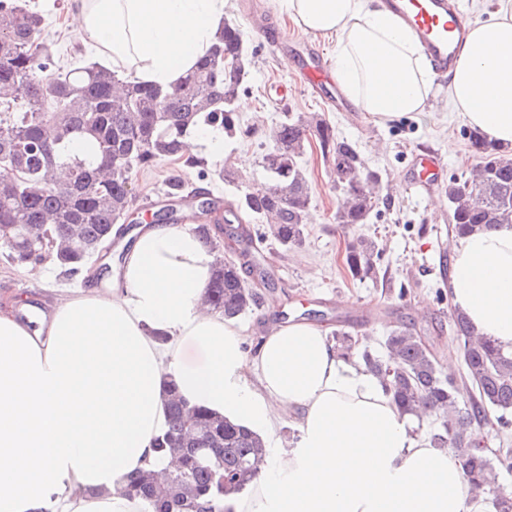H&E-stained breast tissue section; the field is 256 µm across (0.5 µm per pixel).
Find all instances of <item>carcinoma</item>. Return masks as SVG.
<instances>
[{"instance_id":"1","label":"carcinoma","mask_w":512,"mask_h":512,"mask_svg":"<svg viewBox=\"0 0 512 512\" xmlns=\"http://www.w3.org/2000/svg\"><path fill=\"white\" fill-rule=\"evenodd\" d=\"M45 18L27 0H0V166L21 178L0 176V257L14 266L35 269L52 261L75 278L100 253L134 203L127 189L139 170L166 160H185L209 175L202 157L185 156L183 140L196 128L244 133L234 104L250 75L244 32L236 24L224 31L196 66L171 87L124 79L116 70L91 63L60 64L52 43L43 38ZM331 164L339 195L336 223L366 224L378 208L380 174L370 169L356 146L337 136L319 112L283 114L262 157L266 179L253 189L240 186L236 206L222 210L181 181L166 185L163 209L192 211L196 233L214 253L207 303L226 318L243 317L261 304L245 275L246 262L224 254L211 225L267 221L270 236L288 250L300 246L311 219V186L302 167L310 137ZM88 141L92 154L71 150ZM477 164L467 177L443 185L455 237L512 224V153L469 134ZM69 171L60 184L54 172ZM383 248L357 236L346 243L345 267L354 280L376 281ZM450 335L463 361V382L444 374L415 327L395 325L381 341L383 353L336 332L337 353L357 360L382 380L399 409L430 408L438 421L429 435L437 448H453L462 458L467 480L478 490L495 491L498 475L512 470V449L476 453L470 440L475 423L512 429V353L474 335L467 318L453 311ZM168 427L155 439L157 458L168 462L166 476L149 470L121 478L125 495L145 502L147 512H232L227 499L241 494L266 457V443L247 427L182 398L166 382Z\"/></svg>"}]
</instances>
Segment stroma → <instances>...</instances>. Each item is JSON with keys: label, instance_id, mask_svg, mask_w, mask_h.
Returning a JSON list of instances; mask_svg holds the SVG:
<instances>
[{"label": "stroma", "instance_id": "stroma-1", "mask_svg": "<svg viewBox=\"0 0 512 512\" xmlns=\"http://www.w3.org/2000/svg\"><path fill=\"white\" fill-rule=\"evenodd\" d=\"M36 2L48 17L45 35L55 44L64 63L78 66L89 61L80 35L64 24L71 0ZM253 9L289 39L303 46L314 44L326 59L336 56L335 44L311 40L278 15L272 0H228L229 19L243 30L253 56L252 77L239 94L251 106L250 111L240 115L251 133L243 140L224 145L225 155L235 160V172L263 181L260 159L270 145L269 132L282 112H321L339 137L355 144L366 165L380 173L384 189L379 210L369 223L342 228L336 222L337 194L332 187L331 165L323 158L317 140L307 143L302 164L312 188V222L306 227L302 245L282 250L276 242L261 239L262 224L250 226L255 238V259L265 275L250 279L263 303L242 319L254 331L247 350L256 348L258 334L266 323L286 315L348 332L374 349L379 348L387 325L403 321L420 329L437 357L456 351L457 345L449 336L454 306L448 293L453 274L448 201L441 189L419 196L406 186V176L418 150H434L449 177L468 172L477 161L468 139L469 127L448 104L447 80L435 78L437 93L424 113L382 123L361 111H336L325 98L306 90L298 91L287 103H279L275 92L279 86L292 83L298 57L292 52L277 51L265 40L249 15ZM183 166L180 160H163L136 174L132 207L135 224L151 221L153 213L165 202L167 180L180 176ZM358 235L377 239L384 248L378 281L353 280L345 269L346 243ZM58 285L55 268L45 266L27 272L0 259V291L42 288L50 301L54 298L52 290Z\"/></svg>", "mask_w": 512, "mask_h": 512}]
</instances>
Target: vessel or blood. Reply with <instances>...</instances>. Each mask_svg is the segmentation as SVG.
I'll return each mask as SVG.
<instances>
[{"mask_svg": "<svg viewBox=\"0 0 512 512\" xmlns=\"http://www.w3.org/2000/svg\"><path fill=\"white\" fill-rule=\"evenodd\" d=\"M387 8L399 13L411 27L436 73L445 75L456 65L455 43L467 33L466 22L458 18L456 0H384ZM300 82L319 96L334 89L330 69L324 60L303 71ZM444 176L442 161L423 150L413 158L408 182L417 193L424 194L440 185Z\"/></svg>", "mask_w": 512, "mask_h": 512, "instance_id": "b4317fda", "label": "vessel or blood"}]
</instances>
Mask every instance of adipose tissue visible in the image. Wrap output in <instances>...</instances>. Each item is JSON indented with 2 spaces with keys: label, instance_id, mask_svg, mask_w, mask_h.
Returning a JSON list of instances; mask_svg holds the SVG:
<instances>
[{
  "label": "adipose tissue",
  "instance_id": "1",
  "mask_svg": "<svg viewBox=\"0 0 512 512\" xmlns=\"http://www.w3.org/2000/svg\"><path fill=\"white\" fill-rule=\"evenodd\" d=\"M301 31L336 41L344 95L379 122L424 112L433 71L381 0H275ZM227 0H72L67 25L94 55L173 86L224 29ZM470 128L512 150V6L476 23L448 76ZM193 223L139 227L123 259L42 305L0 295V512H143L117 488L162 471L164 377L192 403L259 433L291 417L295 447L267 456L234 512H479L460 457L419 433L380 380L325 330L247 327L204 303L215 257ZM450 295L476 333L512 353V224L456 241Z\"/></svg>",
  "mask_w": 512,
  "mask_h": 512
}]
</instances>
